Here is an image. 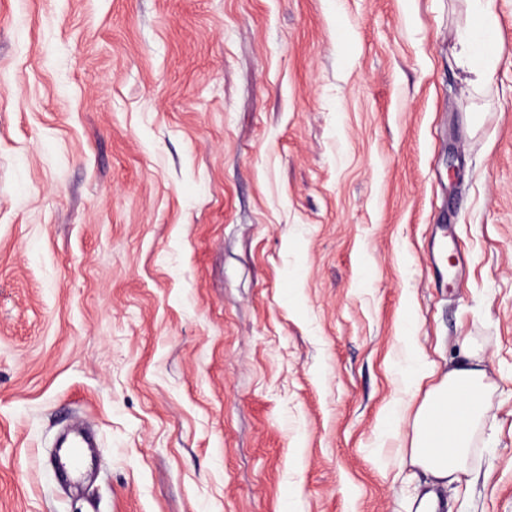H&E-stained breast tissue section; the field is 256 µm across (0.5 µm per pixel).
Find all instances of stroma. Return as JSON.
<instances>
[{
	"mask_svg": "<svg viewBox=\"0 0 512 512\" xmlns=\"http://www.w3.org/2000/svg\"><path fill=\"white\" fill-rule=\"evenodd\" d=\"M468 10L0 0V512H512V0L477 93ZM473 339L489 446L444 487L382 415L408 344L414 410ZM405 367L401 383L405 388L411 387L425 373V362L419 352L408 345L404 356ZM59 444L62 448H71L60 465L73 480H79L82 477L87 457L94 459L99 454L93 440L80 431L72 436H69V434L63 435ZM87 448L92 449L88 450Z\"/></svg>",
	"mask_w": 512,
	"mask_h": 512,
	"instance_id": "stroma-1",
	"label": "stroma"
}]
</instances>
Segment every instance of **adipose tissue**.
I'll return each mask as SVG.
<instances>
[{
  "label": "adipose tissue",
  "mask_w": 512,
  "mask_h": 512,
  "mask_svg": "<svg viewBox=\"0 0 512 512\" xmlns=\"http://www.w3.org/2000/svg\"><path fill=\"white\" fill-rule=\"evenodd\" d=\"M460 34V57L473 87L487 86L503 52L488 0H470ZM489 386L480 351L464 346L461 359L425 395L412 421L413 436L402 463L419 468L435 483L449 485L469 474L475 442L489 409Z\"/></svg>",
  "instance_id": "adipose-tissue-1"
}]
</instances>
